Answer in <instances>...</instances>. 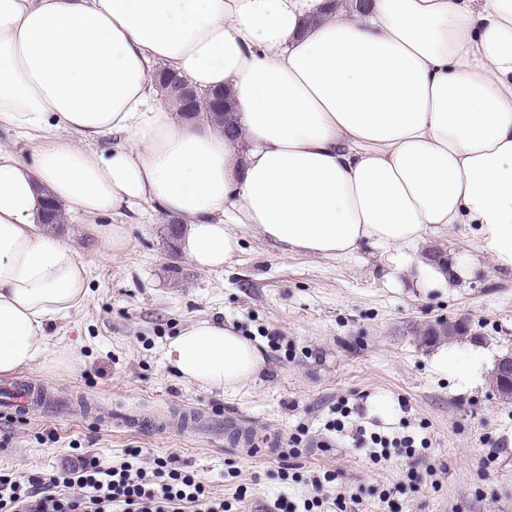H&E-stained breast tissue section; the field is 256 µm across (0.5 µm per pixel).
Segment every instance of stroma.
<instances>
[{"label":"stroma","mask_w":512,"mask_h":512,"mask_svg":"<svg viewBox=\"0 0 512 512\" xmlns=\"http://www.w3.org/2000/svg\"><path fill=\"white\" fill-rule=\"evenodd\" d=\"M103 221L121 228V250L95 233L96 219L72 214L53 227L89 268V296L50 324L45 350L20 371L50 397L89 409L73 417L0 409V471L48 475L80 456L121 462L133 452L144 468L174 460L231 512H270L279 498L303 504L312 478L326 473L335 492L360 499V512H387L380 495L393 491L403 512H512V403L491 383L498 359L512 354V274L484 251L476 225L346 257L285 254L239 226L233 260L202 270L172 251L170 220L151 204ZM430 249L463 276L422 283ZM201 319L232 320L262 343L265 373L233 394L177 374L165 347ZM438 319L467 320L473 334L423 343ZM443 352L480 361L479 375L450 374L437 361ZM122 413L159 421L194 413L206 425L145 432L116 425ZM359 425L422 447L412 459L395 448L373 462L353 438ZM411 466L424 474L412 489Z\"/></svg>","instance_id":"1"}]
</instances>
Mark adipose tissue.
Wrapping results in <instances>:
<instances>
[{
  "instance_id": "obj_1",
  "label": "adipose tissue",
  "mask_w": 512,
  "mask_h": 512,
  "mask_svg": "<svg viewBox=\"0 0 512 512\" xmlns=\"http://www.w3.org/2000/svg\"><path fill=\"white\" fill-rule=\"evenodd\" d=\"M161 65L227 90L238 137L176 120L150 80ZM1 125L80 141L0 148V376L88 296L87 266L39 230L50 198L93 217L153 204L206 270L238 252L236 224L336 257L474 224L512 270V0H0ZM165 358L227 392L266 365L208 320Z\"/></svg>"
}]
</instances>
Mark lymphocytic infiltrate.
I'll return each mask as SVG.
<instances>
[{"label":"lymphocytic infiltrate","mask_w":512,"mask_h":512,"mask_svg":"<svg viewBox=\"0 0 512 512\" xmlns=\"http://www.w3.org/2000/svg\"><path fill=\"white\" fill-rule=\"evenodd\" d=\"M224 512L210 499L194 474L156 459L144 471L130 462L104 463L82 459L52 475L32 474L26 480L0 473V512Z\"/></svg>","instance_id":"obj_1"}]
</instances>
